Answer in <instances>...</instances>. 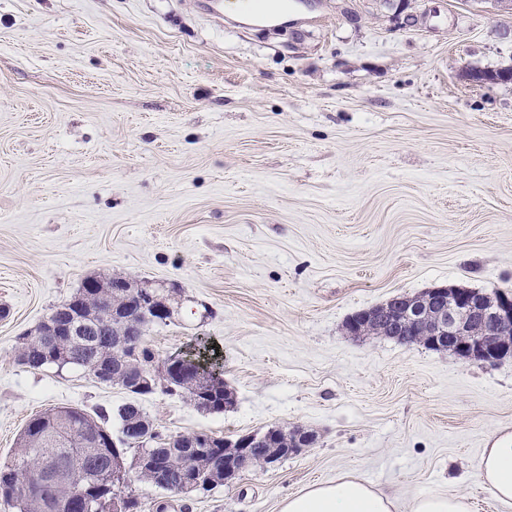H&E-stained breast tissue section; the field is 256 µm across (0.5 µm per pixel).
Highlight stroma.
<instances>
[{
  "instance_id": "1",
  "label": "stroma",
  "mask_w": 512,
  "mask_h": 512,
  "mask_svg": "<svg viewBox=\"0 0 512 512\" xmlns=\"http://www.w3.org/2000/svg\"><path fill=\"white\" fill-rule=\"evenodd\" d=\"M267 25L205 0H0V466L54 407L120 387L18 361L82 283L162 288L157 359L197 340L234 403L142 405L165 435L300 425L316 443L182 496L130 475L140 512H279L354 473L399 512L431 492L502 512L476 476L512 430V357L355 337L359 311L434 286L512 296V15L487 0H294ZM414 15L403 25L405 15Z\"/></svg>"
}]
</instances>
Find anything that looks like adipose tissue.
<instances>
[{
    "mask_svg": "<svg viewBox=\"0 0 512 512\" xmlns=\"http://www.w3.org/2000/svg\"><path fill=\"white\" fill-rule=\"evenodd\" d=\"M476 472L504 512H512V432L490 440ZM280 512H397V502L392 495L350 473L289 495L281 501Z\"/></svg>",
    "mask_w": 512,
    "mask_h": 512,
    "instance_id": "1",
    "label": "adipose tissue"
}]
</instances>
